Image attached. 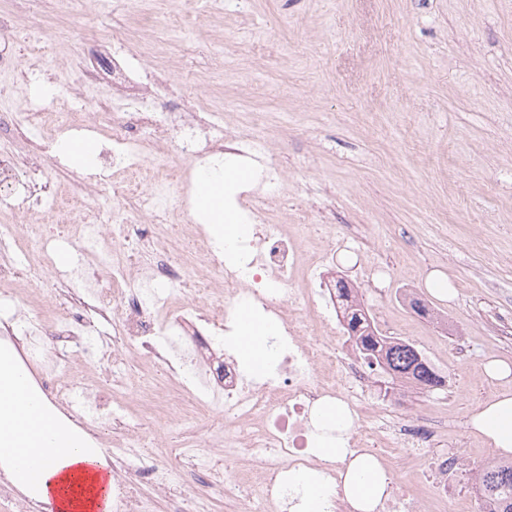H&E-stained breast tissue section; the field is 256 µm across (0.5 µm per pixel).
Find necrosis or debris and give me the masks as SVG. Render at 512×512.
I'll list each match as a JSON object with an SVG mask.
<instances>
[{
	"instance_id": "necrosis-or-debris-1",
	"label": "necrosis or debris",
	"mask_w": 512,
	"mask_h": 512,
	"mask_svg": "<svg viewBox=\"0 0 512 512\" xmlns=\"http://www.w3.org/2000/svg\"><path fill=\"white\" fill-rule=\"evenodd\" d=\"M10 12L0 10V99H28L30 79L17 51ZM71 106L65 112L24 111L0 117L17 126L16 147L0 150L1 211H30L61 205L60 197L36 195L31 186L14 182L19 162L38 163L46 157L51 138L72 131L107 133L111 142L103 155L113 165L137 174L151 169L149 183L114 188L118 205L98 206L96 222L109 246L93 252L81 273L82 293L69 308L45 319L39 306L0 317V340L12 344L20 359L35 368L34 382L65 416L87 434L98 422L111 424L116 436L112 457V512H158L175 496L189 473L224 496V512H289V469L309 466L315 431L313 415L323 399L342 402L350 414L383 419L389 403L372 391L370 367L352 355L336 326L335 248L303 257L289 225L271 223L266 205L269 192L239 200L254 223L245 250L244 267H229L211 246L197 247L169 221L172 210L187 214L189 196L183 190L188 165L205 154L239 158L257 152L252 129L262 113L250 115L249 131L224 126L215 113L181 112L175 102L155 96L126 101L120 108L85 111L90 89L102 80L123 86L131 73L120 62L111 72L68 63ZM175 143L178 158L170 160L166 146ZM23 234L18 225H0V289L12 291L22 282L48 277L50 260L17 267L10 254ZM248 301L277 318L282 334L274 340L278 367L262 381L245 378L235 358L215 354L213 343L229 331L235 306ZM111 316L122 344L109 337L90 336L91 315ZM69 343L88 360L106 363L110 392L145 395L151 381L132 372L139 356L161 366L173 392L150 405V412L130 416L94 390L82 371L70 366L46 339ZM207 418L210 456L183 449L191 467L175 471L153 454L156 440L146 432L155 417L168 423ZM438 429L421 411L407 413L398 436L385 435L380 425L354 424L346 446L359 452L380 449L384 456L402 448L417 452L438 445ZM317 462V461H314ZM328 476L340 468L335 461L317 462Z\"/></svg>"
}]
</instances>
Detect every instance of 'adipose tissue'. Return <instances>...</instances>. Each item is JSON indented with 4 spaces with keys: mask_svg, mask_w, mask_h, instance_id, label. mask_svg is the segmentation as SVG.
Masks as SVG:
<instances>
[{
    "mask_svg": "<svg viewBox=\"0 0 512 512\" xmlns=\"http://www.w3.org/2000/svg\"><path fill=\"white\" fill-rule=\"evenodd\" d=\"M251 178L249 169L232 164L198 170V180L208 185L209 194L197 203V215L210 224L231 262L249 235L233 197ZM238 321L231 342L244 367L267 371L273 361L268 341L277 334L275 325L246 306L240 309ZM316 418L321 426L335 428L336 435L319 437L314 455L344 462L341 493L353 512H376L389 494V479L376 456H353L345 448L344 436L353 422L349 411L342 403L327 401L318 407ZM471 427L487 445L511 456L512 393H498L481 404L471 417ZM0 476L37 503L52 506L53 512L112 510V474L103 448L54 420L10 345H0ZM288 489L296 498L292 512H327L332 485L320 470H289Z\"/></svg>",
    "mask_w": 512,
    "mask_h": 512,
    "instance_id": "adipose-tissue-1",
    "label": "adipose tissue"
}]
</instances>
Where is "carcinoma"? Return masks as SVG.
<instances>
[{
    "mask_svg": "<svg viewBox=\"0 0 512 512\" xmlns=\"http://www.w3.org/2000/svg\"><path fill=\"white\" fill-rule=\"evenodd\" d=\"M337 292L352 295V303L359 315L352 316L351 320L361 323L359 335L352 340L358 350L367 354L370 363L377 364L394 380L409 378L415 385L423 384L431 389L444 384L413 344L380 333L357 294L347 288H339ZM476 481L483 505L481 512H512L511 461H496L485 466L478 472Z\"/></svg>",
    "mask_w": 512,
    "mask_h": 512,
    "instance_id": "obj_1",
    "label": "carcinoma"
}]
</instances>
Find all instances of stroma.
<instances>
[{
    "label": "stroma",
    "mask_w": 512,
    "mask_h": 512,
    "mask_svg": "<svg viewBox=\"0 0 512 512\" xmlns=\"http://www.w3.org/2000/svg\"><path fill=\"white\" fill-rule=\"evenodd\" d=\"M5 6L31 92L50 112L64 92L43 74L75 53L109 67L112 52L96 37L134 24L130 0L74 18L42 0L52 29L34 56L26 0ZM154 22L139 37L168 45L159 96H186L194 109L223 93L229 126L266 113L281 170L274 223L306 214L315 247L335 235L337 274L444 376L443 388L419 393L372 372L381 399L413 400L436 418L443 444L461 447L448 495L471 512L477 471L499 457L470 427L503 387L483 366L512 362V0H224L220 13L162 0ZM372 263L390 271L377 289L363 274ZM434 270L455 299L431 296ZM412 292L436 319L410 310L402 297ZM431 455L401 451L388 464L391 488L407 490L397 512H425L438 494Z\"/></svg>",
    "instance_id": "obj_1"
}]
</instances>
